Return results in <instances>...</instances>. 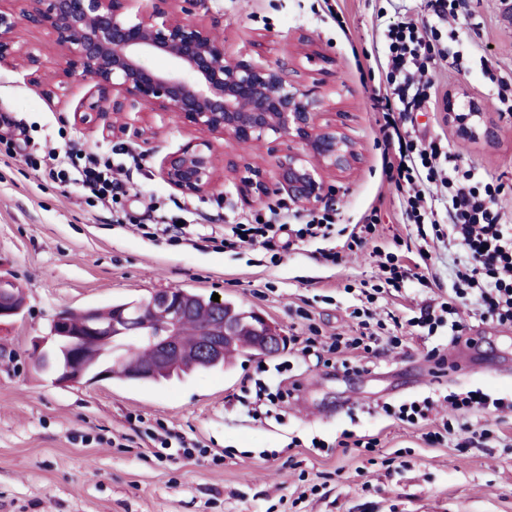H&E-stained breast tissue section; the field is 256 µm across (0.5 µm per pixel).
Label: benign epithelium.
Listing matches in <instances>:
<instances>
[{"label": "benign epithelium", "mask_w": 512, "mask_h": 512, "mask_svg": "<svg viewBox=\"0 0 512 512\" xmlns=\"http://www.w3.org/2000/svg\"><path fill=\"white\" fill-rule=\"evenodd\" d=\"M10 11L0 8V64L34 68L40 63L34 49L17 40L15 31L30 23L48 31L65 58L63 77L87 79L98 88L89 109L104 118L121 115L130 102L152 112H177L186 127L201 134L179 151L164 157L160 177L188 196L214 188L215 155L208 137L230 145L250 146L269 136L286 137L296 147L276 161L272 177L260 169L241 180L240 193L253 201L285 191L297 205L323 201L328 190L319 175L323 169L344 171L360 159L358 144L318 117L326 100L301 88L279 61L231 60L224 44L192 19L206 0H155L147 15L133 11L136 0H14ZM150 55L171 62L166 70L145 64ZM462 137H492L483 111L473 102L455 114ZM23 309L16 285L0 276V321ZM154 314L114 309L106 325L89 322L81 328L57 317L51 334L33 340L35 355L61 343L70 351L69 363L56 378L61 385L81 378L79 360L117 340L133 339L149 346L154 361L139 376L149 379L173 369L188 355L180 344L182 327L196 317L195 304L168 290L155 294ZM193 351L215 364L224 358L227 341L247 343L259 354L275 355L287 339L279 327L253 311L243 320L230 312H213L195 332Z\"/></svg>", "instance_id": "1"}]
</instances>
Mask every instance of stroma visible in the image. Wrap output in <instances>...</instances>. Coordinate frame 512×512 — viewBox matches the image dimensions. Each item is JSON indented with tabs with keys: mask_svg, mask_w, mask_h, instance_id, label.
Segmentation results:
<instances>
[{
	"mask_svg": "<svg viewBox=\"0 0 512 512\" xmlns=\"http://www.w3.org/2000/svg\"><path fill=\"white\" fill-rule=\"evenodd\" d=\"M430 15L429 0H207L193 13L223 41L227 57L288 62L304 88L330 100L321 123L335 124L360 147L352 169L321 173L336 232L288 248L170 242L135 225L155 209L195 224L271 210L304 222L307 207L291 204L287 193L247 202L238 192L251 170L272 172L287 138L252 146L214 140L215 190L183 195L159 175L161 160L194 138L179 115L129 107L128 118L156 129L146 146L129 134L103 135L104 119L78 123L76 109L98 95L94 83L61 80L65 60L46 31L19 28L41 65L34 75L0 65V113L17 122L0 127V275L26 296L22 314L0 323V512H512V410L442 406L416 425L380 411L434 392L479 390L512 400V325L475 316L474 303L459 305L458 335L468 340L459 351L447 328L429 336L409 323L447 300L452 252L447 238L420 237L403 221L404 193L385 173L372 108V90L384 80L374 57L379 29L401 16L421 24ZM443 28L462 40L449 44L430 73L435 99L404 125L422 141H443L460 165L497 179L503 220L512 225V109L494 93L497 82L512 83V12L503 0H467ZM303 39L305 54L298 51ZM472 100L494 127L493 139L460 137L452 114ZM65 146L104 158L121 148L140 159L129 171L122 209L89 202L32 168V157ZM375 208V245L411 268L396 288H384L368 251L346 246L347 230ZM328 251L337 252V263L323 260ZM176 288L259 311L290 342L277 355L242 354L226 371L161 385L64 386L35 367L30 341L48 335L61 310ZM365 306L397 317L400 348L349 357L344 367L297 358L295 338L312 327L325 336L355 335L352 312ZM436 346L448 357L440 368L429 358ZM255 378L283 390L300 384L301 394L251 417L245 403ZM446 421L452 433L428 441ZM163 430L204 446L205 455L186 459L160 448L153 435ZM482 430L487 438L470 443ZM345 432L378 445L371 452L337 448Z\"/></svg>",
	"mask_w": 512,
	"mask_h": 512,
	"instance_id": "obj_1",
	"label": "stroma"
}]
</instances>
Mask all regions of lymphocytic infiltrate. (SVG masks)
<instances>
[{"label":"lymphocytic infiltrate","mask_w":512,"mask_h":512,"mask_svg":"<svg viewBox=\"0 0 512 512\" xmlns=\"http://www.w3.org/2000/svg\"><path fill=\"white\" fill-rule=\"evenodd\" d=\"M435 29L404 19L382 28L381 55L374 61L385 74V85L372 96L379 132L390 155L384 165L389 178L407 187L404 214L417 228L446 225L448 241L458 251L453 269L456 297H476L483 317L512 325V225L503 223L497 208L500 186L472 167H462L441 141L422 142L404 128L406 113L430 102L434 83L427 74L435 58L430 38ZM46 175L95 197L103 205L118 203L125 193L121 180L128 174L126 159L79 157L67 148L48 153ZM333 210L311 213L298 229L275 217L255 215L251 221L225 225L210 233L211 242L228 247L246 240L272 242L280 235L302 243L331 235ZM359 335L307 336L301 354L323 361L347 350H371L380 342L400 347L399 336L382 337V322L365 317Z\"/></svg>","instance_id":"lymphocytic-infiltrate-1"}]
</instances>
